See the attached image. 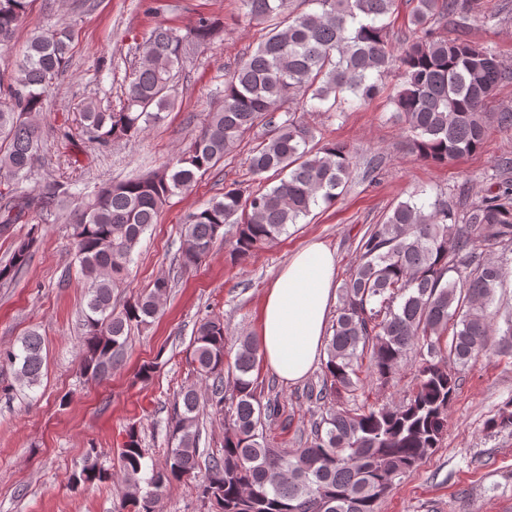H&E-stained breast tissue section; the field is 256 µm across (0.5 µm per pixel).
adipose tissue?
Masks as SVG:
<instances>
[{
  "mask_svg": "<svg viewBox=\"0 0 512 512\" xmlns=\"http://www.w3.org/2000/svg\"><path fill=\"white\" fill-rule=\"evenodd\" d=\"M335 266L331 249L311 243L290 258L264 296L262 356L285 381L305 378L321 354L336 299Z\"/></svg>",
  "mask_w": 512,
  "mask_h": 512,
  "instance_id": "obj_1",
  "label": "adipose tissue"
}]
</instances>
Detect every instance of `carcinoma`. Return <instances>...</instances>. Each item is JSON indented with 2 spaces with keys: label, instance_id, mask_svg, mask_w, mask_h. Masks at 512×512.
<instances>
[{
  "label": "carcinoma",
  "instance_id": "carcinoma-1",
  "mask_svg": "<svg viewBox=\"0 0 512 512\" xmlns=\"http://www.w3.org/2000/svg\"><path fill=\"white\" fill-rule=\"evenodd\" d=\"M315 9L297 13L292 0H242L251 21L270 27L257 49L224 80L221 104L179 150L173 162L144 176L110 183L79 204L70 220L75 259L84 280L81 376L103 381L123 356L132 326L161 311L169 281L134 296L120 312L112 290L124 283L142 235L157 223L173 195L189 190L257 127L262 141L246 158L251 174L273 172L278 183L247 191L224 186L184 220L180 268L190 271L235 226L230 262L244 264L263 246L288 233L312 208L336 203L343 194L357 152L334 141H316L304 112L358 109L394 77L389 98L394 117L407 132L406 146L420 159L445 164L474 153L495 123L512 128V112L488 110L496 87L512 75L491 50L468 39L438 35L437 25L453 18L462 27L471 0H414L413 37L397 48L387 21L395 0H308ZM30 0H0V49L8 48L26 19ZM215 22L200 16L185 33L153 29L136 44L140 65L128 76L125 96L110 109L94 101L81 111V133L106 146L143 134L175 102L174 70L188 47L205 45ZM70 26L61 23L33 35L19 54L14 75L0 76V231L27 224L68 196L65 182L38 190L19 187L38 159L43 130L32 116L43 111L45 94L67 71ZM300 111L284 110V103ZM34 237L19 242L0 266L7 283L28 263ZM486 245H512V190L485 197L458 213L435 197L400 201L364 233L358 259L341 284L340 307L320 385L308 389L321 409L300 448L268 445L263 427L280 414L278 396L264 395L252 372L261 343L239 340L227 361L224 320L200 319L189 361L209 396L194 385L180 388L169 403L164 466L145 463L141 430L131 424L119 451L126 491L124 512H156L164 490L191 482L200 468L201 416L210 407L224 425L222 453L205 463L198 497L215 512H378L395 480L428 458L448 429V409L458 390L449 365L464 367L493 347L512 350V324L495 325L489 307L509 274L500 261H475ZM43 341L36 332L20 345L0 350V368L27 387L40 382ZM417 352V388L402 404L342 409L343 395L358 389L363 360L369 376L386 382ZM231 381L224 382V370ZM512 430V400L485 425ZM90 449L73 476V487L109 479Z\"/></svg>",
  "mask_w": 512,
  "mask_h": 512
}]
</instances>
